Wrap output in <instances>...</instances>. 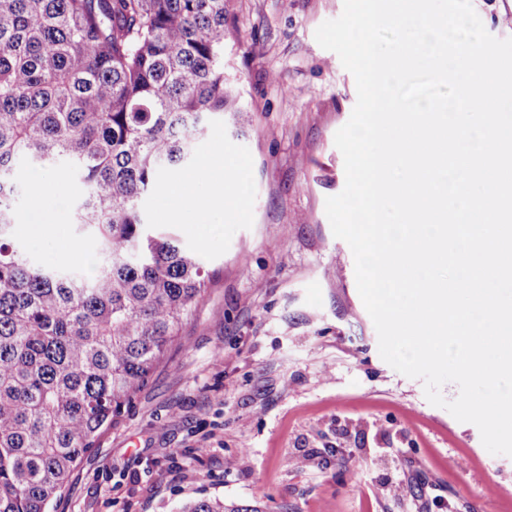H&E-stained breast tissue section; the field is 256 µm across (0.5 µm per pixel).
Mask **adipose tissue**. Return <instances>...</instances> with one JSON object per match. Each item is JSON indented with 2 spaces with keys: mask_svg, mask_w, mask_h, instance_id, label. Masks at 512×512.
<instances>
[{
  "mask_svg": "<svg viewBox=\"0 0 512 512\" xmlns=\"http://www.w3.org/2000/svg\"><path fill=\"white\" fill-rule=\"evenodd\" d=\"M197 185L206 186V193L193 194L192 189ZM166 194L172 200L167 217L177 224L183 223L189 215L203 224L215 210L222 209L234 215L243 209L242 200L224 195V160L220 157L208 160L184 175L167 188Z\"/></svg>",
  "mask_w": 512,
  "mask_h": 512,
  "instance_id": "ef3b65f1",
  "label": "adipose tissue"
}]
</instances>
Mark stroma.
<instances>
[{
  "label": "stroma",
  "instance_id": "1",
  "mask_svg": "<svg viewBox=\"0 0 512 512\" xmlns=\"http://www.w3.org/2000/svg\"><path fill=\"white\" fill-rule=\"evenodd\" d=\"M224 75L251 117L215 122L199 160L224 153V192L244 216L178 224L213 275L128 412L71 473L52 512H177L220 497L263 512H415L442 496L453 512H512V456L425 398L422 380L380 356L349 245L327 197L345 186L336 132L357 101L354 76L316 29L343 0H226ZM71 181L52 208L57 237L20 235L39 264L78 238ZM246 454L243 466L226 463ZM412 463L420 487L399 485ZM499 495H490L488 484Z\"/></svg>",
  "mask_w": 512,
  "mask_h": 512
}]
</instances>
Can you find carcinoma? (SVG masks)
Masks as SVG:
<instances>
[{"mask_svg": "<svg viewBox=\"0 0 512 512\" xmlns=\"http://www.w3.org/2000/svg\"><path fill=\"white\" fill-rule=\"evenodd\" d=\"M225 0H0V512H49L205 293L140 199L212 123L249 121L224 79ZM78 178L92 275L13 239L17 166ZM179 512H261L199 497Z\"/></svg>", "mask_w": 512, "mask_h": 512, "instance_id": "carcinoma-1", "label": "carcinoma"}]
</instances>
